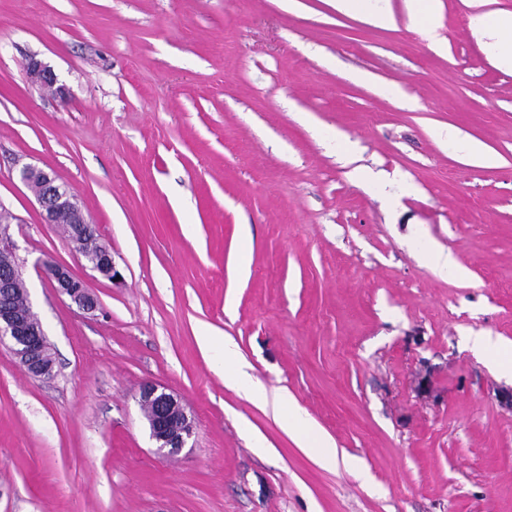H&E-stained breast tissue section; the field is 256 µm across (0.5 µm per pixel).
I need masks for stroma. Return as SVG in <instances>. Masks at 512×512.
Instances as JSON below:
<instances>
[{
    "mask_svg": "<svg viewBox=\"0 0 512 512\" xmlns=\"http://www.w3.org/2000/svg\"><path fill=\"white\" fill-rule=\"evenodd\" d=\"M388 5L393 29L328 0H0V205L54 359L34 379L0 346V512H512V379L470 342H512V70L468 0H440L437 47ZM26 164L122 284L44 223ZM228 341L335 468L228 382ZM147 381L194 420L170 457ZM33 174L39 177L40 186L38 189L32 187L30 177ZM19 177L27 187L34 191L42 208L45 223L57 224L56 218L60 211H68L72 214L73 222L68 232L70 242L76 246L83 256L86 240L89 238V242L94 240L97 245V256L87 261V263L93 271L111 281L112 284H119L121 274L116 268L112 253L106 246L96 242V231L93 223L84 215L76 195L57 182L53 171L24 166L19 172ZM49 277L56 283L55 288L62 295L67 296L79 308L86 311H94L97 300L89 292L85 282L74 276L70 270L60 265H47ZM283 428L295 440L300 448H304L315 461L324 467L336 466V448L332 440L318 433L312 426L308 416L290 399L279 395L277 404Z\"/></svg>",
    "mask_w": 512,
    "mask_h": 512,
    "instance_id": "stroma-1",
    "label": "stroma"
}]
</instances>
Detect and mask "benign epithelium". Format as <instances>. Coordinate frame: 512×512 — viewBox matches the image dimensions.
<instances>
[{
	"instance_id": "7a95c632",
	"label": "benign epithelium",
	"mask_w": 512,
	"mask_h": 512,
	"mask_svg": "<svg viewBox=\"0 0 512 512\" xmlns=\"http://www.w3.org/2000/svg\"><path fill=\"white\" fill-rule=\"evenodd\" d=\"M31 83L52 86L56 75L47 64L33 59L28 66ZM39 177L40 186L34 194L47 224L56 223L57 214L68 211L73 216L68 238L79 252H84L87 239H95V228L84 215L74 193L57 182L52 171L25 166L19 172L20 180L32 187L31 175ZM15 245L9 234V225H0V345L11 350L15 361L30 376L48 379L53 376L54 359L40 320L36 319L28 302L18 304L14 300L13 285L23 279L22 267L15 259ZM91 269L103 278L118 284L121 274L117 270L112 253L104 245H97V256L88 261ZM55 288L67 296L79 308L94 311L97 300L89 292L85 282L74 276L64 266H47ZM139 403L150 408L146 416L149 434L157 453L173 455L184 448L194 433V421L180 398L159 384L147 382L140 388Z\"/></svg>"
}]
</instances>
